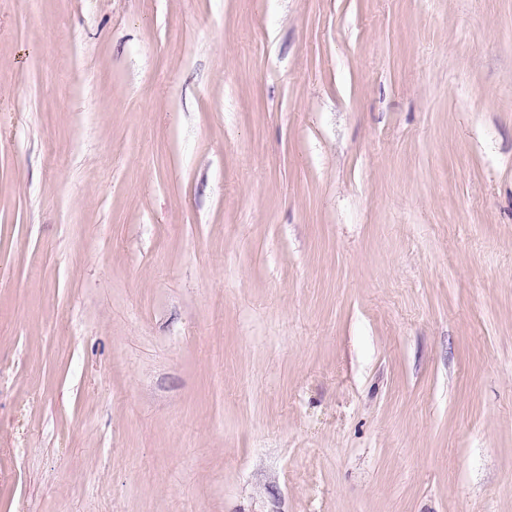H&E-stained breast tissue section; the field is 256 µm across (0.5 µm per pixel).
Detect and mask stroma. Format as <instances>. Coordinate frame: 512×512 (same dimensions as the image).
<instances>
[{"label": "stroma", "instance_id": "1", "mask_svg": "<svg viewBox=\"0 0 512 512\" xmlns=\"http://www.w3.org/2000/svg\"><path fill=\"white\" fill-rule=\"evenodd\" d=\"M0 512H512V0H0Z\"/></svg>", "mask_w": 512, "mask_h": 512}]
</instances>
